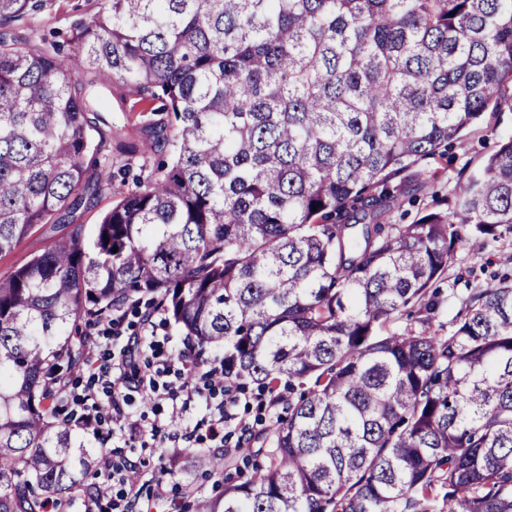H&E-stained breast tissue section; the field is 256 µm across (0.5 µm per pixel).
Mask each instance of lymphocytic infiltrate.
<instances>
[{"label": "lymphocytic infiltrate", "instance_id": "obj_1", "mask_svg": "<svg viewBox=\"0 0 512 512\" xmlns=\"http://www.w3.org/2000/svg\"><path fill=\"white\" fill-rule=\"evenodd\" d=\"M137 346L142 350L138 356L125 353L115 359L96 352L86 359L85 367L93 379L74 400L76 421L94 443L103 446L111 442L116 425L129 436H136L141 423L127 407L138 396L153 407L168 403L169 419L175 424L172 440L180 439L188 447H195L198 436L188 430L184 417L191 402L216 397L236 400L234 383L225 379L221 369L197 370L189 364L187 351L163 356L154 353V341L141 340ZM133 468V462L124 456L113 455L111 474L90 496L91 512H135L138 492L126 480Z\"/></svg>", "mask_w": 512, "mask_h": 512}]
</instances>
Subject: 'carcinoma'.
<instances>
[{
    "label": "carcinoma",
    "mask_w": 512,
    "mask_h": 512,
    "mask_svg": "<svg viewBox=\"0 0 512 512\" xmlns=\"http://www.w3.org/2000/svg\"><path fill=\"white\" fill-rule=\"evenodd\" d=\"M42 7L0 0V256L73 228L0 278V512L91 494L108 450L62 411L94 346L79 324L142 305L241 390H300L244 435L265 466L190 451L224 476L205 512H512V279L446 336L428 294L458 244L512 235V138L450 213L358 218L498 107L512 0H97L67 54ZM105 76L162 118L120 146L139 173L87 237L77 212L112 190ZM410 304L422 330L378 334Z\"/></svg>",
    "instance_id": "carcinoma-1"
}]
</instances>
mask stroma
Segmentation results:
<instances>
[{"label":"stroma","instance_id":"obj_1","mask_svg":"<svg viewBox=\"0 0 512 512\" xmlns=\"http://www.w3.org/2000/svg\"><path fill=\"white\" fill-rule=\"evenodd\" d=\"M96 11L95 0H47V5L35 13L34 18L41 31H57L63 34L87 23ZM109 109L112 113V139L108 146L113 151L115 167H122L124 157L118 149L122 143L143 140L145 137L141 106L133 101L112 97ZM512 137V83H506L503 97L490 120L472 128L469 134L456 142L447 155L422 160L416 168L421 171L419 185L404 197L395 200L390 211L381 216L384 224H410L423 214L441 210L442 197H449L464 186L470 176L477 173L484 160L499 145ZM63 227L44 226L35 228L9 254L0 257V278L13 271L34 255L42 253L52 237L62 235ZM512 275V236L492 242L486 249L475 252L467 245L456 248V260L447 273L437 281L436 288L441 304L435 322L443 331H450L460 312V301L470 288L492 281L494 277ZM122 451L134 460L141 473L142 507H153L156 483L167 487V512H195L194 506L203 500L218 497L224 484L220 476H210L197 471L189 455H182L175 474H165L167 462L165 449L148 447L142 438L127 440Z\"/></svg>","mask_w":512,"mask_h":512}]
</instances>
